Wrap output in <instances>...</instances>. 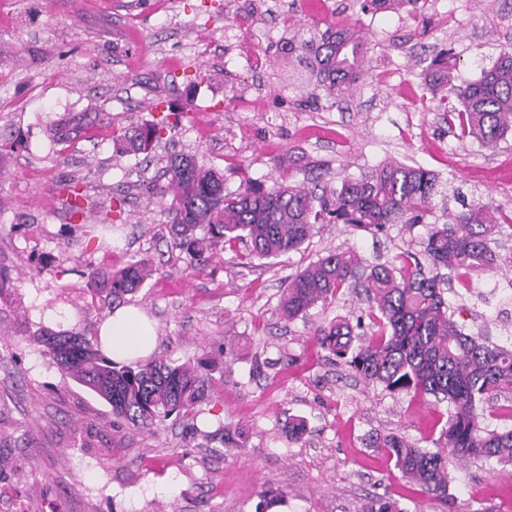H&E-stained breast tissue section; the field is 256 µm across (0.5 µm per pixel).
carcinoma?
<instances>
[{"label":"carcinoma","mask_w":512,"mask_h":512,"mask_svg":"<svg viewBox=\"0 0 512 512\" xmlns=\"http://www.w3.org/2000/svg\"><path fill=\"white\" fill-rule=\"evenodd\" d=\"M283 67L305 85L296 90L317 103L357 86L364 65L363 36L344 20L336 26L292 29L286 41ZM453 55L441 50L421 73L423 86L436 108L448 116V127L461 141L495 148L512 134V52H501L490 66L480 65V77L455 83ZM184 115L164 113L137 127L120 128L116 140L128 154H148L176 130ZM166 184L155 190L171 216L169 232L174 247L185 255L189 269H197L206 254L244 241V258H278L296 252L313 236L318 224H346L375 234L389 224H427L433 227L423 241L430 261L426 274L418 257L406 250L376 264L354 250L330 251L292 277L279 302L283 319L305 317L343 290L363 288L368 301L371 332L355 342L349 322L336 319L318 326L320 346L350 367L364 382L389 392L430 394L447 402V419L435 450L421 448L395 434L378 433L371 446L394 462L403 477L419 491L452 505L448 493L451 461H491L512 466V428L487 423L495 402L509 405L512 417V346L490 342L486 336L465 332L448 312L439 272L446 270L466 292L471 275L492 271L502 276L505 301H512V253L500 243L512 231V211L489 201L467 200L461 187L422 166L388 162L340 184L322 177L312 186L290 181L287 175L268 186L250 177L228 189L224 175L192 156L173 154L166 160ZM72 217L85 214L80 183L62 182ZM121 189L103 210V224L124 221ZM144 259L119 270H92L87 287L92 293L119 299L141 288L152 276ZM44 355L80 385L112 408L113 417L137 427L174 413L187 412L206 399L209 366H193L163 358L135 366L115 362L77 332L41 333ZM359 512H407L396 500L369 497Z\"/></svg>","instance_id":"cac0c4a2"}]
</instances>
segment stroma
I'll list each match as a JSON object with an SVG mask.
<instances>
[{
	"mask_svg": "<svg viewBox=\"0 0 512 512\" xmlns=\"http://www.w3.org/2000/svg\"><path fill=\"white\" fill-rule=\"evenodd\" d=\"M348 19L370 44L369 73L352 96L303 106L278 61L286 20ZM512 47V0H409L397 12L360 13L350 0H0V512H255L262 494H284L278 512H358L372 495L407 512H442L410 493L374 433L430 446L445 404L365 384L324 350L316 326L365 319L364 297L345 291L288 322L278 304L289 277L330 251L368 261L421 253L427 225L394 224L370 235L324 225L300 251L242 265L245 244L186 270L152 184L166 157L195 156L223 172L297 183L333 181L395 160L464 185L512 210V136L488 150L454 138L443 114L422 103L420 74L441 49L460 79L480 75ZM204 81L195 82L196 73ZM183 113L179 128L143 159L117 153L113 132L152 120L153 106ZM79 127L52 142L49 126ZM79 181L93 211L123 186V224L74 223L59 191ZM134 259L155 272L125 296L156 322L159 356L214 365L209 398L192 419L136 427L67 377L42 352L41 330L95 337L115 308L88 291L84 272ZM499 277H472L473 291L444 290L465 307L466 333L512 342V314L491 291ZM489 293L481 302L478 292ZM75 319H66V312ZM307 431L288 439V421ZM240 427V447L218 440ZM455 512H512V475L501 465L457 464Z\"/></svg>",
	"mask_w": 512,
	"mask_h": 512,
	"instance_id": "stroma-1",
	"label": "stroma"
}]
</instances>
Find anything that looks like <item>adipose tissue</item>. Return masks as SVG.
I'll use <instances>...</instances> for the list:
<instances>
[{"instance_id": "ef3b65f1", "label": "adipose tissue", "mask_w": 512, "mask_h": 512, "mask_svg": "<svg viewBox=\"0 0 512 512\" xmlns=\"http://www.w3.org/2000/svg\"><path fill=\"white\" fill-rule=\"evenodd\" d=\"M155 323L138 307L117 308L99 327L102 350L119 362L146 361L156 346Z\"/></svg>"}]
</instances>
